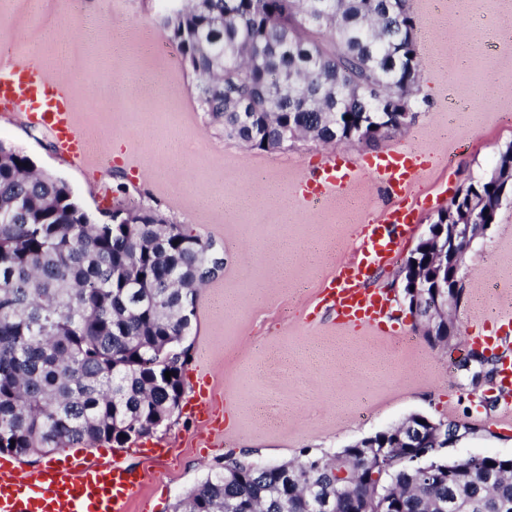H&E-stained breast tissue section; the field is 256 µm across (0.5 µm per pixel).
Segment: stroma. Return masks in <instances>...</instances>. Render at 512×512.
Listing matches in <instances>:
<instances>
[{
  "label": "stroma",
  "instance_id": "35a3bbf8",
  "mask_svg": "<svg viewBox=\"0 0 512 512\" xmlns=\"http://www.w3.org/2000/svg\"><path fill=\"white\" fill-rule=\"evenodd\" d=\"M407 8L420 60L411 124L373 147L298 139L266 151L225 138L200 110L198 78L163 23L165 0H0V56L37 61L54 40L60 64L51 76L74 94L91 161L71 163L20 111L0 109V140L65 181L95 220L116 207L151 208L224 252L182 343L183 391L191 393L197 367L209 372L224 437L202 445L203 426L181 408L154 436L166 456L120 449L124 465L147 474L128 512H173L224 454L258 464L331 456L413 414L460 426L447 457H512V427L497 421L499 385L459 384L457 362L474 341L430 345L401 283L430 219L512 143V0H408ZM490 77L501 92L477 98ZM394 147L432 164L409 194L415 223L371 283L389 299L391 330L382 335L340 326L319 301L353 256L358 227L392 198L364 171L314 207L296 187L331 153L359 159ZM461 287L451 310L460 326L512 312V204L467 251Z\"/></svg>",
  "mask_w": 512,
  "mask_h": 512
}]
</instances>
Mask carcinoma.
Masks as SVG:
<instances>
[{"mask_svg": "<svg viewBox=\"0 0 512 512\" xmlns=\"http://www.w3.org/2000/svg\"><path fill=\"white\" fill-rule=\"evenodd\" d=\"M182 59L199 75L202 111L249 148L287 146L283 129L333 138L345 120L386 125L402 89L414 23L406 0H186L164 17ZM135 223L98 224L69 186L44 176L0 141V453L43 456L67 446H123L148 436L178 407L198 287L210 280L211 244L151 209ZM173 380H165V372ZM388 459L348 447L343 460L305 455L253 466L227 456L174 512H448L455 480L473 485L474 512H512L508 460H448L429 449L432 481L412 477L388 434ZM503 468L483 489L489 465ZM344 469L354 477L339 481ZM454 478H448V473Z\"/></svg>", "mask_w": 512, "mask_h": 512, "instance_id": "carcinoma-1", "label": "carcinoma"}]
</instances>
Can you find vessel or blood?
<instances>
[{"instance_id":"b4317fda","label":"vessel or blood","mask_w":512,"mask_h":512,"mask_svg":"<svg viewBox=\"0 0 512 512\" xmlns=\"http://www.w3.org/2000/svg\"><path fill=\"white\" fill-rule=\"evenodd\" d=\"M52 65L49 59L41 63L21 56L0 59V107L24 110L30 122L54 133L62 155L78 164L88 163L87 141L74 121L73 95L68 87L49 80ZM360 165L347 156L330 157L299 182L297 193L308 204L323 203L355 180ZM364 165L398 202L377 223L364 225L355 257L337 270L322 296L342 326L376 333L383 328L388 301L367 282L372 270L386 266L396 254L400 246L396 229L411 227L415 221V210L407 203L409 190L428 159L393 149ZM211 393L210 376L201 373L192 410L209 424V435L215 438L223 428L212 421ZM145 480L144 473L121 466L108 453L91 458L66 453L45 468H25L16 460L1 458L0 512H127L128 502Z\"/></svg>"}]
</instances>
